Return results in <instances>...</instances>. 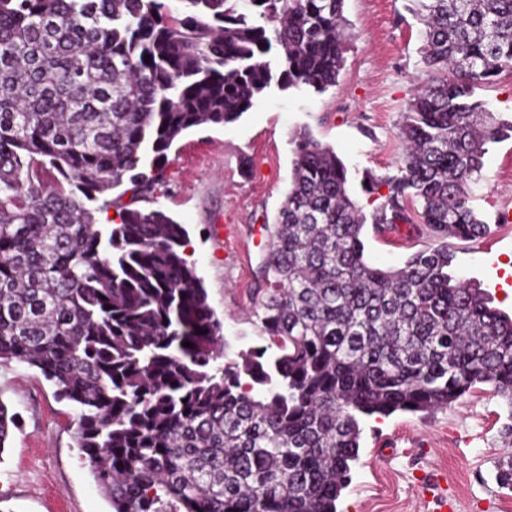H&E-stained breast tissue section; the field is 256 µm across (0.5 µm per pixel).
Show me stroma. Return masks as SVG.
I'll use <instances>...</instances> for the list:
<instances>
[{"instance_id": "stroma-1", "label": "stroma", "mask_w": 512, "mask_h": 512, "mask_svg": "<svg viewBox=\"0 0 512 512\" xmlns=\"http://www.w3.org/2000/svg\"><path fill=\"white\" fill-rule=\"evenodd\" d=\"M408 0H344L351 36L335 86L322 93L270 86L237 121L188 130L168 153L158 204L189 234L187 253L223 324L227 354L261 346L251 312L273 223L289 187L291 138L308 129L346 164L353 197L365 213L375 202L361 189L365 173L394 174L402 114L429 76L420 61L423 26ZM470 203L491 226L475 240H450L458 276L480 283L506 308L512 278V138L488 146ZM365 258L397 269L435 245L424 226L384 234L363 231ZM0 401L20 416L0 453V512H111L74 445L73 407L37 369L0 365ZM512 406L492 385L475 384L458 402L429 413H396L361 422L360 452L337 512H434L421 490L440 484L447 512H512V491L495 480L496 462L512 455Z\"/></svg>"}]
</instances>
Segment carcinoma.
Instances as JSON below:
<instances>
[{
    "mask_svg": "<svg viewBox=\"0 0 512 512\" xmlns=\"http://www.w3.org/2000/svg\"><path fill=\"white\" fill-rule=\"evenodd\" d=\"M178 2L0 0V363L72 404L112 512H336L362 417L477 383L512 405V316L455 278L448 246L491 233L468 189L512 122L474 94L512 70V0H411L432 79L403 112L397 173L364 180L372 214L336 152L294 135L254 312L280 351L267 362L266 346L224 354L156 192L186 131L238 120L271 85L273 46L280 85H336L344 0ZM111 209L118 222H96ZM367 223L424 224L439 243L384 270L364 257ZM18 426L0 402V452ZM495 478L512 489V456Z\"/></svg>",
    "mask_w": 512,
    "mask_h": 512,
    "instance_id": "obj_1",
    "label": "carcinoma"
}]
</instances>
